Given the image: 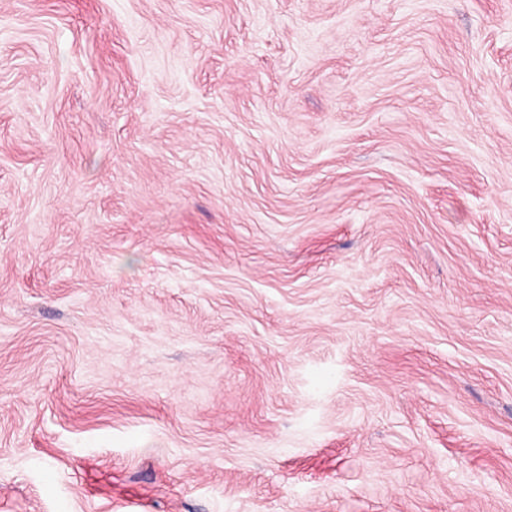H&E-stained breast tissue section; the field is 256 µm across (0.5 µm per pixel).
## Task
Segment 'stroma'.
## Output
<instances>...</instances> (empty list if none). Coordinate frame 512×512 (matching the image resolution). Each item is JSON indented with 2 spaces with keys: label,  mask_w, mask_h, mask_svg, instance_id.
<instances>
[{
  "label": "stroma",
  "mask_w": 512,
  "mask_h": 512,
  "mask_svg": "<svg viewBox=\"0 0 512 512\" xmlns=\"http://www.w3.org/2000/svg\"><path fill=\"white\" fill-rule=\"evenodd\" d=\"M0 512H512V0H0Z\"/></svg>",
  "instance_id": "stroma-1"
}]
</instances>
